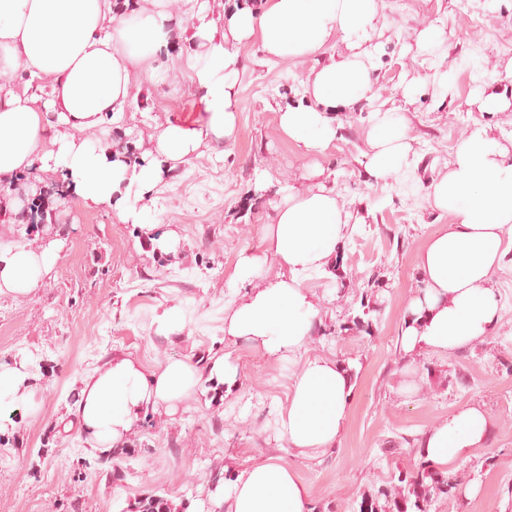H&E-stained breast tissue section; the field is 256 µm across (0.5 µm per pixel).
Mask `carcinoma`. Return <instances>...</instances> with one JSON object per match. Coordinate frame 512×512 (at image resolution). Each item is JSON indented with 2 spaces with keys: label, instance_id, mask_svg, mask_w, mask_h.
<instances>
[{
  "label": "carcinoma",
  "instance_id": "obj_1",
  "mask_svg": "<svg viewBox=\"0 0 512 512\" xmlns=\"http://www.w3.org/2000/svg\"><path fill=\"white\" fill-rule=\"evenodd\" d=\"M453 476L423 461L412 471L396 469L376 492L362 498L359 512H429L433 499L456 494Z\"/></svg>",
  "mask_w": 512,
  "mask_h": 512
}]
</instances>
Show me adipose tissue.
<instances>
[{"label": "adipose tissue", "instance_id": "ef3b65f1", "mask_svg": "<svg viewBox=\"0 0 512 512\" xmlns=\"http://www.w3.org/2000/svg\"><path fill=\"white\" fill-rule=\"evenodd\" d=\"M222 0H0V211L19 218V179L32 176L29 194L57 181L85 206L115 209L120 220L147 228V197L173 178L200 149L233 140L240 69L238 46L256 39L267 59H305L340 38L345 55L317 60L306 92L311 105L286 107L278 127L305 148L324 151L336 138L332 109L368 99L378 42L376 0H263L212 18ZM189 43L202 118L165 122L149 134L140 162L129 163L103 139L107 125L121 124L135 93L167 81L170 50ZM46 81L45 99L17 90L18 68ZM366 170L386 181L410 168L405 117L392 110L370 115ZM290 189L266 224L259 253L241 251L232 279L248 290L224 311L227 353L207 368L174 360L151 368L118 352L84 374L75 401V425L90 455L125 444L142 415L175 417L205 383L238 385L230 349L247 344L277 361L292 360L320 322L319 299L307 281L333 266L336 252L358 224L322 183ZM434 206L451 221L419 249L422 289L408 305L400 349L410 358L423 349L453 354L494 331L501 321L493 274L512 253V152L488 129L462 137L448 171L433 181ZM62 258L59 239L38 242L0 238V296L27 297L51 277ZM274 264V276L262 274ZM354 384L327 357L307 359L294 376L287 404L275 410L279 439L299 455L316 459L341 442ZM40 376L27 359L0 362V429L18 410L40 408ZM497 422L484 404L449 413L418 440L433 469L448 472L484 447ZM224 512H310V494L294 470L276 459L253 463L225 483Z\"/></svg>", "mask_w": 512, "mask_h": 512}]
</instances>
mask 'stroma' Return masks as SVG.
Segmentation results:
<instances>
[{"label":"stroma","mask_w":512,"mask_h":512,"mask_svg":"<svg viewBox=\"0 0 512 512\" xmlns=\"http://www.w3.org/2000/svg\"><path fill=\"white\" fill-rule=\"evenodd\" d=\"M377 3L383 51L373 95L333 109L337 135L321 153L283 136L277 119L280 108L309 103L311 61L268 62L258 42L241 44L234 140L181 165L176 183L147 202L150 223L176 234L177 253L154 248L110 208L84 207L71 194L51 203L53 228L64 239L53 278L29 297H0V361L29 357L42 377L39 413H15L13 428L0 433V512H139L142 499L158 496L224 512V481L269 458L308 486L312 512H359L363 496L386 484L392 469L418 466L423 432L473 401L486 404L498 428L454 475L480 492L436 499L429 512H512V258L494 274L502 320L493 333L453 355L423 350L409 373L398 350L408 302L421 286L416 254L450 221L428 197L432 182L475 127L512 150V0ZM428 27L442 39L431 53L418 44ZM476 33L489 44L480 54L472 47ZM185 61L174 55L170 79L137 96L123 121L131 133L198 118L203 107ZM438 71L452 77L448 95L437 88ZM485 81L508 109H479ZM380 109L401 112L413 137L411 172L385 182L365 169L368 118ZM316 164L360 219L330 275L308 282L321 323L302 352L333 357L355 380L342 442L310 461L276 440L275 409L286 403L300 364L241 345L232 353L239 373L232 393L217 386L175 418L148 415L122 448L88 456L77 430L64 427L80 377L117 351L150 367L185 357L204 365L223 351L222 312L236 298L228 280L238 254L258 247L288 187H311L307 170ZM174 305L185 327L167 338L155 319Z\"/></svg>","instance_id":"35a3bbf8"}]
</instances>
